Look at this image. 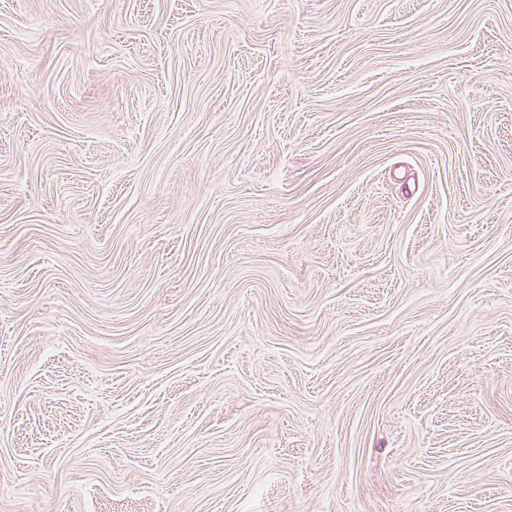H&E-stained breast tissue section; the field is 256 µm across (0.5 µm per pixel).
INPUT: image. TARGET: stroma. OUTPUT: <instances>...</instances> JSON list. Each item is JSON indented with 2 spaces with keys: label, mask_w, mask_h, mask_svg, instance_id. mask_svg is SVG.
<instances>
[{
  "label": "stroma",
  "mask_w": 512,
  "mask_h": 512,
  "mask_svg": "<svg viewBox=\"0 0 512 512\" xmlns=\"http://www.w3.org/2000/svg\"><path fill=\"white\" fill-rule=\"evenodd\" d=\"M0 512H512V0H0Z\"/></svg>",
  "instance_id": "35a3bbf8"
}]
</instances>
